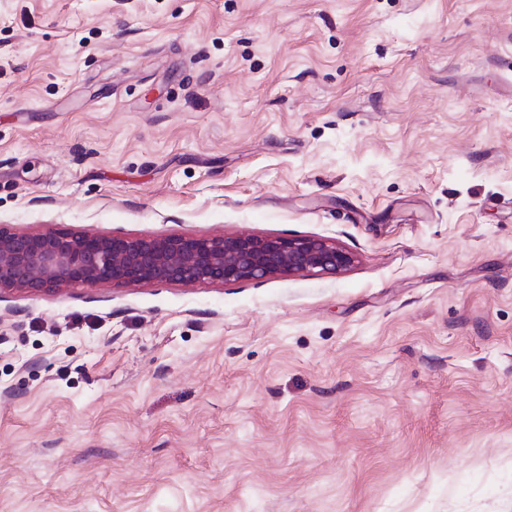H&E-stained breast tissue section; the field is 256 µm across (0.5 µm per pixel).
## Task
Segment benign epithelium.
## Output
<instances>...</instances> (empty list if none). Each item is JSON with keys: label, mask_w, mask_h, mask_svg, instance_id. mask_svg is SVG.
I'll return each mask as SVG.
<instances>
[{"label": "benign epithelium", "mask_w": 512, "mask_h": 512, "mask_svg": "<svg viewBox=\"0 0 512 512\" xmlns=\"http://www.w3.org/2000/svg\"><path fill=\"white\" fill-rule=\"evenodd\" d=\"M357 255L325 237L224 234L123 238L0 228V291L50 293L77 285L235 283L280 274L340 275Z\"/></svg>", "instance_id": "benign-epithelium-1"}]
</instances>
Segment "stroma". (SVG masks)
Masks as SVG:
<instances>
[{
	"instance_id": "1",
	"label": "stroma",
	"mask_w": 512,
	"mask_h": 512,
	"mask_svg": "<svg viewBox=\"0 0 512 512\" xmlns=\"http://www.w3.org/2000/svg\"><path fill=\"white\" fill-rule=\"evenodd\" d=\"M0 227L358 257L0 292V512H512V0H0Z\"/></svg>"
}]
</instances>
